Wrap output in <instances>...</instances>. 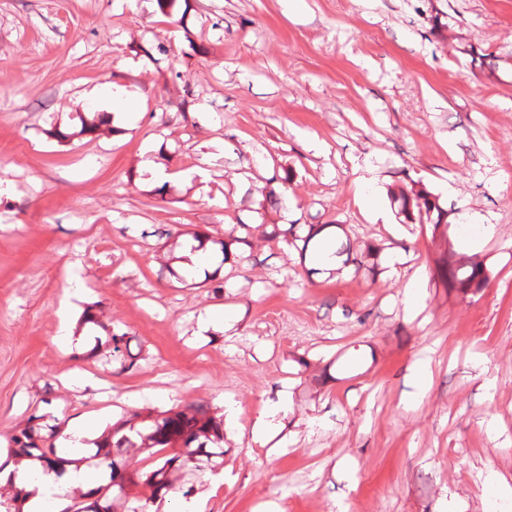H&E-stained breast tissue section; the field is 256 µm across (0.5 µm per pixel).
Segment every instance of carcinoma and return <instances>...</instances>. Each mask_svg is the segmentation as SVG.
<instances>
[{
  "label": "carcinoma",
  "instance_id": "carcinoma-1",
  "mask_svg": "<svg viewBox=\"0 0 512 512\" xmlns=\"http://www.w3.org/2000/svg\"><path fill=\"white\" fill-rule=\"evenodd\" d=\"M394 201L399 203V214L407 224H442L448 218V212L440 206L437 198L422 189H402L394 196ZM326 228V224H311L303 236L292 230L288 244L304 259L307 253L316 252L319 246L316 236ZM442 273L464 293L480 290L489 279V271L482 263L464 260L452 252L443 259ZM222 441L224 421L200 407L158 415L145 435L131 424L126 434L112 433V443L101 453L100 464L110 470L111 482L101 487L99 492L87 494L89 502L81 506L72 505L65 512H111L108 504L111 489L116 487L118 494L123 495L131 486L137 489L139 502L131 512H151V507L172 489L173 474L180 472L191 460L211 459L210 445ZM11 447L39 459L45 469L51 471L66 464L76 466L80 463L78 459L60 456L54 435H41L34 423L11 436ZM126 448L148 451L149 469L132 474L125 472L126 462L122 454Z\"/></svg>",
  "mask_w": 512,
  "mask_h": 512
}]
</instances>
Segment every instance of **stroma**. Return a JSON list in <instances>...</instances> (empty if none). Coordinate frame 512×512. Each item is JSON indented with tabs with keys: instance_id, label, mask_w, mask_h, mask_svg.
Listing matches in <instances>:
<instances>
[{
	"instance_id": "obj_1",
	"label": "stroma",
	"mask_w": 512,
	"mask_h": 512,
	"mask_svg": "<svg viewBox=\"0 0 512 512\" xmlns=\"http://www.w3.org/2000/svg\"><path fill=\"white\" fill-rule=\"evenodd\" d=\"M111 82L141 100L119 132L85 97ZM147 156L177 179L144 181ZM411 184L447 224L401 223ZM476 212L490 280L465 296L439 264ZM294 224L382 245L376 269L308 274ZM230 228L243 265L184 283L182 241ZM68 300L91 352L56 340ZM212 308L233 336L201 329ZM188 405L224 417V451L163 512L188 489L203 512H491L489 473L512 485V0H0V448L35 410L108 433ZM201 324L204 330L210 327L213 329H222L227 334L235 329V317L231 312L224 309H212L206 311L200 316Z\"/></svg>"
}]
</instances>
